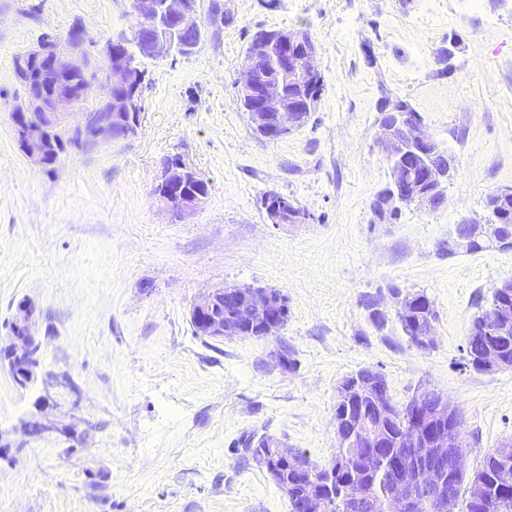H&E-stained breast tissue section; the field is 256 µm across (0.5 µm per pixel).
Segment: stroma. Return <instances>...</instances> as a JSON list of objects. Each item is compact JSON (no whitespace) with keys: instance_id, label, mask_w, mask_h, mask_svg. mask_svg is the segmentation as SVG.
Masks as SVG:
<instances>
[{"instance_id":"35a3bbf8","label":"stroma","mask_w":512,"mask_h":512,"mask_svg":"<svg viewBox=\"0 0 512 512\" xmlns=\"http://www.w3.org/2000/svg\"><path fill=\"white\" fill-rule=\"evenodd\" d=\"M210 2L200 0L194 54L142 59L134 135L65 145L39 167L14 135L25 94L14 57L77 27L104 66L131 0H0V336L20 304L34 307L43 364L74 382L54 417L76 431L23 432L43 384L19 387L0 363V432L16 445L0 455V512H290L266 469L243 458L242 437L276 438L328 466L337 389L364 367L396 403L424 387L446 395L469 468L512 439V370L463 366L479 305L512 279V250L448 248L457 224L485 221L487 196L512 187V0L467 13L459 0H221L219 28ZM298 27L324 90L305 125L271 141L243 111L237 79L257 29ZM385 97L409 101L454 158L443 208L375 216L390 181L377 143ZM175 157L210 187L185 219L153 194ZM270 193L304 222L271 224ZM234 284L287 297L278 335L195 333L193 303ZM397 289L433 301L429 348L403 335Z\"/></svg>"}]
</instances>
